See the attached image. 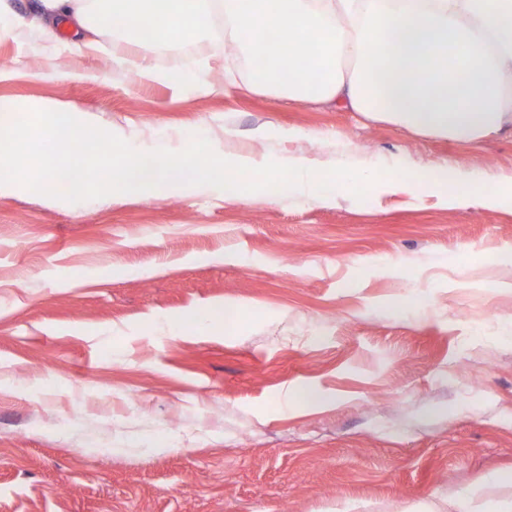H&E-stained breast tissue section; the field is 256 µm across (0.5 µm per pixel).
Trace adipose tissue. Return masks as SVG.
<instances>
[{
	"mask_svg": "<svg viewBox=\"0 0 512 512\" xmlns=\"http://www.w3.org/2000/svg\"><path fill=\"white\" fill-rule=\"evenodd\" d=\"M28 12L64 52H92L99 31L111 29L113 69L136 67L146 84L170 75L140 58L144 44L219 43L222 17L246 50L271 37L280 46V62L249 79L253 93L454 140L478 141L512 123V0H32ZM117 14L126 23L115 28ZM64 24L73 40L58 39Z\"/></svg>",
	"mask_w": 512,
	"mask_h": 512,
	"instance_id": "ef3b65f1",
	"label": "adipose tissue"
}]
</instances>
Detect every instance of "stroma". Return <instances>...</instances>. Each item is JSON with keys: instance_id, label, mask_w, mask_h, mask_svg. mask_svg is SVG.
<instances>
[{"instance_id": "stroma-1", "label": "stroma", "mask_w": 512, "mask_h": 512, "mask_svg": "<svg viewBox=\"0 0 512 512\" xmlns=\"http://www.w3.org/2000/svg\"><path fill=\"white\" fill-rule=\"evenodd\" d=\"M98 43L11 23L0 101L69 104L139 151L172 129L324 171L447 161L477 189L0 195V512H448L512 474V126L468 143L257 95L229 39L222 91L144 86Z\"/></svg>"}]
</instances>
